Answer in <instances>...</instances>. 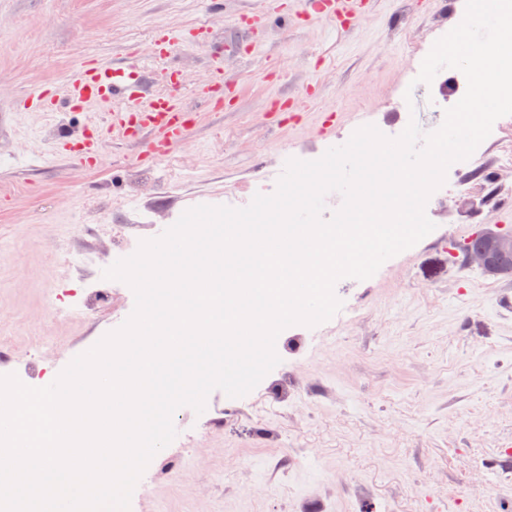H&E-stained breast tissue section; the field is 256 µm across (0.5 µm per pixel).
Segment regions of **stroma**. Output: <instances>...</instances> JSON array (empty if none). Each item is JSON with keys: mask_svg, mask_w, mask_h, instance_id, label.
<instances>
[{"mask_svg": "<svg viewBox=\"0 0 512 512\" xmlns=\"http://www.w3.org/2000/svg\"><path fill=\"white\" fill-rule=\"evenodd\" d=\"M462 0H0V371L31 387L119 328L132 289L53 315L51 289L95 277L65 258L117 260L108 224L154 239L187 209L288 158L314 159L365 125L413 113L437 129L466 90L418 82L419 52ZM82 64L141 70L147 101L188 114L180 141L146 124L111 131L93 104L48 114ZM512 128L433 197L436 228L365 280L343 278L340 310L283 329L279 364L241 398L179 407L176 436L139 478L129 512H512V280L448 254L483 225L512 228ZM133 204H126V196Z\"/></svg>", "mask_w": 512, "mask_h": 512, "instance_id": "35a3bbf8", "label": "stroma"}]
</instances>
